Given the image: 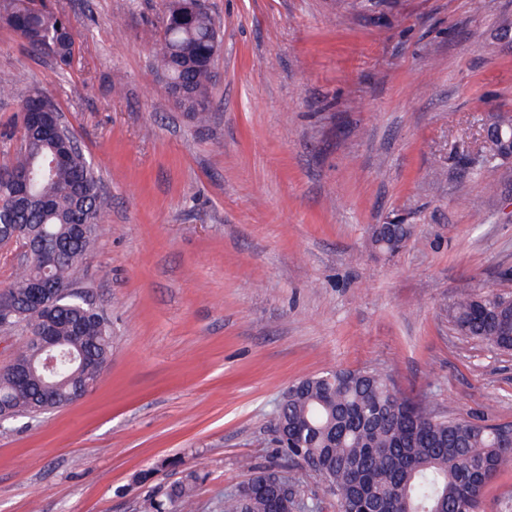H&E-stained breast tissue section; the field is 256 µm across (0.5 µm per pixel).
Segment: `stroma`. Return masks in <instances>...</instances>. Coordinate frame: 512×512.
Wrapping results in <instances>:
<instances>
[{"label": "stroma", "instance_id": "35a3bbf8", "mask_svg": "<svg viewBox=\"0 0 512 512\" xmlns=\"http://www.w3.org/2000/svg\"><path fill=\"white\" fill-rule=\"evenodd\" d=\"M70 67L0 23V132L40 88L108 200L84 284L112 360L77 403L0 423V512H145L189 469L224 512L256 466L334 496L273 439L283 393L329 369L386 372L438 415L512 422V352L456 333L484 284L512 298V163L478 165L512 111V0H206L223 50L198 124L151 47L163 0H48ZM377 224H410L388 254ZM481 154L479 156L480 160V168L482 169L483 173L486 175V182L487 186L489 188H493L495 186V179L494 176L497 173V162L500 161V159H496L498 156L501 155L500 151V145L498 141L490 139L485 140L481 147ZM502 158H511L510 155H501Z\"/></svg>", "mask_w": 512, "mask_h": 512}]
</instances>
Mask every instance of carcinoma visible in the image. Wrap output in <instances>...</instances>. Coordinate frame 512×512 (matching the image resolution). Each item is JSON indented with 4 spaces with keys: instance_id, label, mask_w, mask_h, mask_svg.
I'll use <instances>...</instances> for the list:
<instances>
[{
    "instance_id": "obj_1",
    "label": "carcinoma",
    "mask_w": 512,
    "mask_h": 512,
    "mask_svg": "<svg viewBox=\"0 0 512 512\" xmlns=\"http://www.w3.org/2000/svg\"><path fill=\"white\" fill-rule=\"evenodd\" d=\"M0 21L11 27L37 53L60 66L71 64L76 46L69 21L41 0H0ZM216 28L204 10H190L184 0H166L162 28L153 44L158 67L175 85L192 95L180 100L200 123L212 107L210 58ZM60 109L36 88L20 100L26 147L0 167V230L12 224L19 235L52 243L59 257L50 264L34 260L18 271L0 292V311H8L15 327L27 331L41 324L43 311L30 304L33 281L69 291L50 317L61 348L89 358L85 365L62 366L55 385V405L74 404L73 395L88 382L97 383L112 357V326L72 291L76 274L96 242L107 200L101 181L81 145L66 149L55 134L30 125L32 114ZM498 141L483 143L480 168L487 186H495ZM24 172L31 189L17 204L11 177ZM413 235L411 224H377L372 244L386 252L401 249ZM454 330L512 351V299L482 285L463 290L448 308ZM48 377L27 375L22 389L15 379L0 376V403L16 415L43 411ZM276 427L279 451L289 459L313 462L309 471L327 483L338 512H358L373 503L379 512H480L486 486L512 464V444L500 440L496 426L436 415L427 405L399 393L387 375L375 369L329 370L292 385L280 404ZM266 469H256L239 491L224 496V512H281L276 491L259 487ZM202 479L196 470L170 486L164 498L148 503L149 512H188L192 491Z\"/></svg>"
}]
</instances>
